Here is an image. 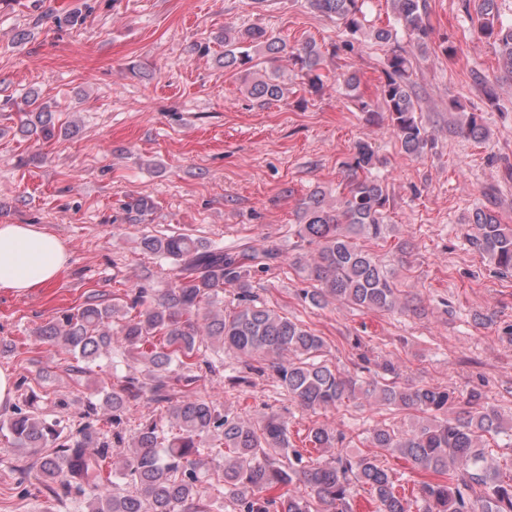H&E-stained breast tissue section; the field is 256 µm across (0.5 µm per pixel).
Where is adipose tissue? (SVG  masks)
<instances>
[{
  "label": "adipose tissue",
  "instance_id": "1",
  "mask_svg": "<svg viewBox=\"0 0 512 512\" xmlns=\"http://www.w3.org/2000/svg\"><path fill=\"white\" fill-rule=\"evenodd\" d=\"M64 241L38 224H0V293L22 295L47 287L65 269Z\"/></svg>",
  "mask_w": 512,
  "mask_h": 512
}]
</instances>
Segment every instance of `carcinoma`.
<instances>
[{"mask_svg": "<svg viewBox=\"0 0 512 512\" xmlns=\"http://www.w3.org/2000/svg\"><path fill=\"white\" fill-rule=\"evenodd\" d=\"M366 2L306 0L309 9L343 27L345 39L334 44L336 51L352 48L363 37L387 45L402 28L426 52V0H390L395 23L370 30ZM464 20L477 24L480 36L495 48V84L512 83V18L501 16L498 0H478L473 8L464 5ZM260 54L291 57L310 92L324 88L323 52L316 42L295 47L261 27H224V70L251 71L249 98L278 100L284 95L279 77L253 70ZM384 74L388 126L404 153L419 156L430 134L417 116L410 56L392 51ZM27 105L28 132L54 138L52 113L35 97ZM454 131L475 142L488 138L480 112L462 113ZM380 165L372 146L360 141L344 163L336 203L328 202L322 190L299 203L293 264L315 283L305 292L315 308L331 300L375 312L406 307L393 274L359 243L386 241L389 195ZM153 208L145 196L125 204L136 221ZM470 222L476 227L471 245L500 274L512 273V225L484 205L473 210ZM139 245L176 264L169 287L136 288L125 305L91 295L75 311L38 328L34 341L61 349L67 355L66 370L75 376L93 373L105 356L130 370L143 366L144 377L125 375L104 391L110 411L106 418L91 398L74 420L63 415L65 399L54 402L51 411L32 390L0 424L15 448L39 453L35 465L40 484L70 512H212L209 489L219 484L233 512H354L359 487L368 490L374 512H412L418 503L423 512H512V468L506 474L490 462L487 443V437L511 431L512 425L498 407L483 401L481 392H470L469 409L453 412L454 392L401 382V366L394 361L377 364L372 376H352L325 363L324 337L267 308L253 288V275L278 258L273 251L226 248L180 234L145 233ZM226 287L234 291L228 307ZM222 350L243 369L229 377L234 391L252 385L253 375L270 374L282 395L314 414L355 399L407 413L408 425L375 424L367 429L366 440L404 459L426 479L415 483L408 498L376 458L342 450L347 435L341 430L313 421L305 441L337 452L309 461L305 448L292 440L288 421L278 414L271 411L255 422L190 398L198 382L224 369ZM141 399L160 406L161 415L131 429L129 404ZM114 448L126 453L110 464ZM299 484L308 489L306 494L299 493Z\"/></svg>", "mask_w": 512, "mask_h": 512, "instance_id": "obj_1", "label": "carcinoma"}]
</instances>
